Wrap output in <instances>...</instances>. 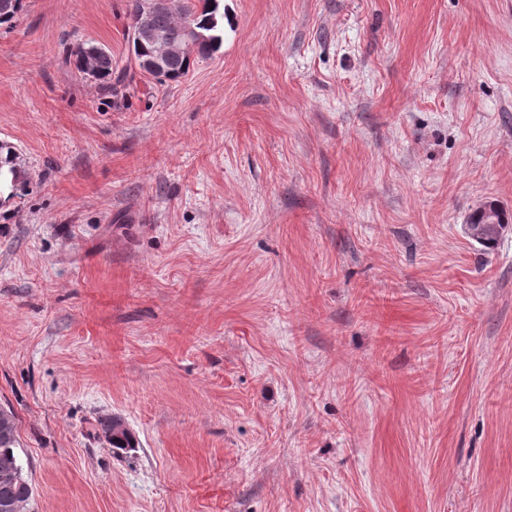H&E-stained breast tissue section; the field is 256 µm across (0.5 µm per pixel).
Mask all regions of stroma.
Returning a JSON list of instances; mask_svg holds the SVG:
<instances>
[{"label":"stroma","instance_id":"stroma-1","mask_svg":"<svg viewBox=\"0 0 512 512\" xmlns=\"http://www.w3.org/2000/svg\"><path fill=\"white\" fill-rule=\"evenodd\" d=\"M0 28V407L24 512H512V0H223L158 84L128 0ZM109 47L110 94L71 49ZM121 418L117 453L94 432ZM90 47H99L103 50H105L109 57H105L102 62L99 63L98 70L94 73H89L86 71V69L81 64V54L83 50L88 51ZM70 56H74L75 59V67L76 70L85 76L91 77L95 80H99L103 83H106L105 88L112 93H117L118 87L123 85L125 86V82L128 79V72L127 70L121 69L117 70L116 66L112 67V52L105 48L98 45H95L91 42H86L82 44H78L74 49L71 50ZM112 77H113V83H112ZM16 151L9 144H0V201L2 194L8 190V201L26 192L28 179L25 169L18 162ZM467 235L476 242L498 240L505 232L512 231L511 224H500L492 208L483 209V217L479 224L465 226ZM3 424L6 425V431L2 433V423L0 425V462L2 459L14 460L21 468V482L14 485H5L0 482V505L2 501L9 500L23 504L22 509L33 498V486L28 476L25 474L24 466L20 457L16 453L18 444L17 424L15 414L11 410L4 413ZM30 486V490L29 487Z\"/></svg>","mask_w":512,"mask_h":512}]
</instances>
